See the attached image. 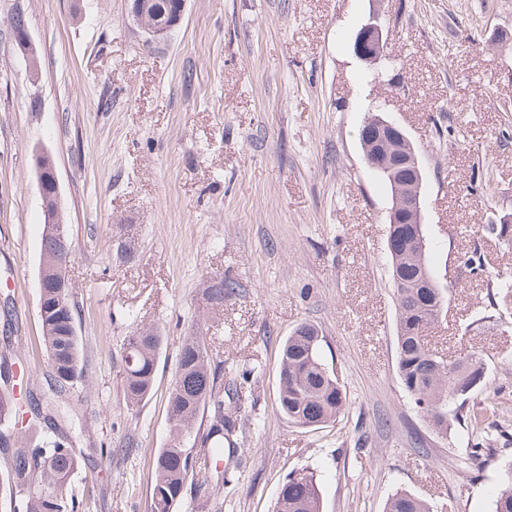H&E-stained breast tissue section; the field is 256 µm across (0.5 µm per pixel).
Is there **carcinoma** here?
<instances>
[{
  "label": "carcinoma",
  "instance_id": "1",
  "mask_svg": "<svg viewBox=\"0 0 512 512\" xmlns=\"http://www.w3.org/2000/svg\"><path fill=\"white\" fill-rule=\"evenodd\" d=\"M181 0H145L147 21L161 13L170 15ZM69 252L74 243L68 225L53 228L42 238L39 273L50 280L62 271L59 241ZM393 295L397 313L396 369L403 388L414 399L422 415L437 431L448 429L451 411L469 404L485 378L480 353L463 349L446 360L428 347L426 332L438 322L448 302L449 289L442 288L434 274L428 249L412 246L390 255ZM464 264L477 276L485 273L483 256L473 250L463 256ZM232 283L219 278L206 288L207 300L224 305L234 293ZM72 291L46 288L39 295V313L44 341L54 371L50 395L36 400L49 429L28 427L19 431L20 406L10 389L0 391V477L18 489L20 497L12 512H72L75 498L69 495L79 458L69 434L54 421L53 394L81 385L84 365L76 335ZM322 332L310 322L298 324L286 338L279 373V413L301 427L333 423L346 409V393L334 369L321 355ZM161 337L152 327L141 329L127 340L124 354V397L127 406H139L150 394ZM220 372L212 368L204 337H186L179 354L178 370L169 393L170 439L159 450L149 512H174L184 496L193 458L185 448L188 440L204 448L209 462L204 475L193 483L197 505L207 502L214 485L226 481L224 432L236 426L241 413L237 380L222 386ZM210 411L209 425L196 427L201 413ZM288 493H279L276 512H321L320 491L314 475L302 470L283 483ZM385 512H431L429 504L406 492L397 491L386 502ZM494 512H512V463L508 465L494 500Z\"/></svg>",
  "mask_w": 512,
  "mask_h": 512
}]
</instances>
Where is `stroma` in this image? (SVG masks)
<instances>
[{"label":"stroma","instance_id":"1","mask_svg":"<svg viewBox=\"0 0 512 512\" xmlns=\"http://www.w3.org/2000/svg\"><path fill=\"white\" fill-rule=\"evenodd\" d=\"M23 13L37 73L12 38ZM381 26L387 55L353 45ZM377 115L402 126L423 170L424 233L449 287L428 333L446 357L484 359L478 402L437 433L396 373L386 240L391 194L359 140ZM54 158L75 252L67 267L86 381L64 392L82 460L76 512H147L152 461L169 436L168 392L186 336H204L223 379L241 385L242 421L224 439L227 485L193 510L275 512L288 473L317 476L322 512H384L395 491L433 512H493L512 448V240L485 224L512 214V0H186L161 40L130 0H0V362L22 363L42 395L53 371L37 288L43 230L34 153ZM491 180L492 194L480 189ZM477 250L488 277L460 263ZM236 283L212 310V277ZM316 324L347 394L321 428L277 412L280 352ZM160 337L152 391L124 398L123 344ZM483 442L481 462L466 450ZM354 53L368 65L377 64L386 56V40L378 24L369 23L358 33L354 42Z\"/></svg>","mask_w":512,"mask_h":512}]
</instances>
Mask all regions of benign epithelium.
I'll list each match as a JSON object with an SVG mask.
<instances>
[{"label": "benign epithelium", "mask_w": 512, "mask_h": 512, "mask_svg": "<svg viewBox=\"0 0 512 512\" xmlns=\"http://www.w3.org/2000/svg\"><path fill=\"white\" fill-rule=\"evenodd\" d=\"M183 13L168 23L150 24L146 26L148 34L154 39H163L169 32L179 25ZM387 45L381 27L376 23L365 25L358 33L354 42V53L368 65L377 64L386 53ZM365 133L373 139L377 149L366 154L367 166L379 169L388 174L392 181L407 173L412 177L413 192L404 199H394L389 211L391 224H423L422 204V168L419 157L415 152L399 153L393 144L408 140L404 129L392 122L378 117H372L365 122ZM50 153L38 151L34 155L37 172L38 191L42 202L44 224L50 227L63 223L59 183L54 163L46 158Z\"/></svg>", "instance_id": "benign-epithelium-1"}]
</instances>
